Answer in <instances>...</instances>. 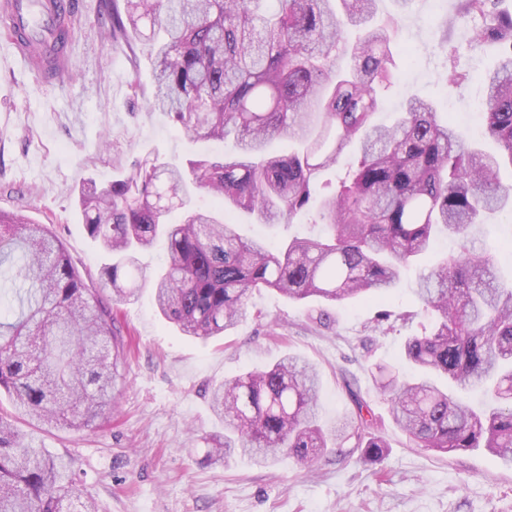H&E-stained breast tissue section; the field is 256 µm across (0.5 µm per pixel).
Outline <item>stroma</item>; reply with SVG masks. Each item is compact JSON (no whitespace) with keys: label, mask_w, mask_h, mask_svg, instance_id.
Wrapping results in <instances>:
<instances>
[{"label":"stroma","mask_w":512,"mask_h":512,"mask_svg":"<svg viewBox=\"0 0 512 512\" xmlns=\"http://www.w3.org/2000/svg\"><path fill=\"white\" fill-rule=\"evenodd\" d=\"M77 3L67 95L12 63L0 64V209L21 210L47 225L85 283L97 288L109 258L81 220L82 186L106 184L148 155L184 165L232 153L235 142L190 143L168 117L148 109L153 62L147 47L107 38L103 0ZM459 3L441 0L437 13L432 0H410L404 8L378 0L376 21L397 18V40L409 43L414 56L384 96L376 122L391 123L407 98L419 96L469 128L480 79L498 57L493 44L469 47L466 24L450 23ZM443 40L457 47V66L467 75L456 85L447 81ZM476 244L495 254L503 275L512 274L511 214H494ZM418 275L411 268L383 298L330 307L326 325L316 319L319 303L256 293L246 318L208 342L165 323L147 286L114 308L128 359L112 413L79 432L48 431L17 415L2 392L0 414L33 447L63 457L99 512H512V465L483 448L446 454L411 447L373 380L379 363L411 373L404 344L425 321L414 293ZM287 352L317 365L325 424L350 412V390L369 403L388 443L380 462L332 453L309 466L285 455L266 466L205 460V438L224 432L209 406V386L270 366Z\"/></svg>","instance_id":"1"}]
</instances>
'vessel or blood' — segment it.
<instances>
[{
    "label": "vessel or blood",
    "instance_id": "obj_1",
    "mask_svg": "<svg viewBox=\"0 0 512 512\" xmlns=\"http://www.w3.org/2000/svg\"><path fill=\"white\" fill-rule=\"evenodd\" d=\"M0 21L8 29V47L25 68L65 87L75 17L62 0H0Z\"/></svg>",
    "mask_w": 512,
    "mask_h": 512
}]
</instances>
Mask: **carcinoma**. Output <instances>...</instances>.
I'll list each match as a JSON object with an SVG mask.
<instances>
[{"label":"carcinoma","instance_id":"cac0c4a2","mask_svg":"<svg viewBox=\"0 0 512 512\" xmlns=\"http://www.w3.org/2000/svg\"><path fill=\"white\" fill-rule=\"evenodd\" d=\"M261 2L112 0L108 34L142 39L155 56L150 110L193 141L231 135L236 150L185 167L139 159L125 176L81 190L83 224L111 254L110 302L46 225L0 209V391L49 428L85 429L110 410L126 362L111 303L139 292V255L159 243L168 261L152 278L156 308L183 335L206 341L244 319L256 291L335 305L383 295L446 232L457 250L423 270L415 290L432 320L405 343L415 373L378 365L373 378L412 446L485 448L512 463V283L474 241L485 215L512 201V185L500 179L512 168V14L498 12L497 0H461L458 15L472 22V42L501 50L483 78L485 130L499 145L489 152L419 97L392 124L374 123L396 69L397 22L372 23L377 0H275L270 12ZM348 28L359 30L354 43ZM277 137L297 147L275 154ZM353 146L355 165L334 190L320 191L318 176ZM196 190L214 207L191 205ZM314 206L326 235L287 237L274 249L242 239L228 219L243 211L288 225ZM175 209L182 216L172 224ZM444 378L460 391H485L491 405H467ZM319 391L317 369L292 354L212 384L224 435L205 458L263 465L283 454L309 463L346 447L381 460L387 443L369 404L350 391L354 410L327 427ZM0 512L97 505L66 480L60 458L29 446L0 416Z\"/></svg>","mask_w":512,"mask_h":512}]
</instances>
